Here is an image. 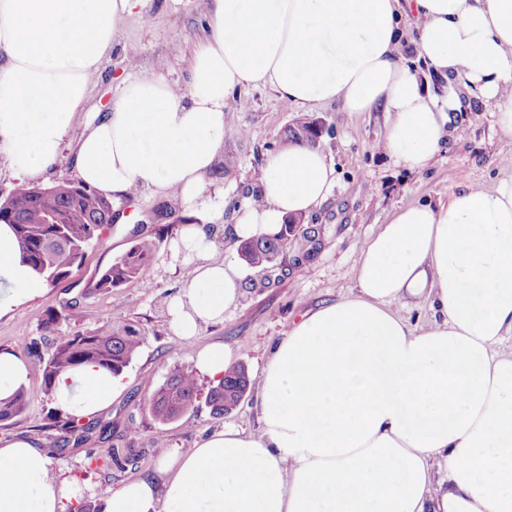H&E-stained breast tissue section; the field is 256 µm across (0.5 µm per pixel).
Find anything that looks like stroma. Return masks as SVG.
Segmentation results:
<instances>
[{"instance_id": "35a3bbf8", "label": "stroma", "mask_w": 512, "mask_h": 512, "mask_svg": "<svg viewBox=\"0 0 512 512\" xmlns=\"http://www.w3.org/2000/svg\"><path fill=\"white\" fill-rule=\"evenodd\" d=\"M205 2L142 0L122 22L111 52L90 85L89 106L106 108L130 75L184 84L192 56L205 36ZM469 103L470 111L455 114V132L443 136L429 165L410 170L395 164L378 147L392 122L391 113L346 112L337 102L300 111L285 107L270 86L242 89L227 117L224 144L207 178L208 186H223L226 196L223 212L212 219L214 257L236 254L231 228L237 208L254 173L282 148L285 132L297 117L324 123L316 148L336 170L330 196L304 215L299 231L273 264L248 268L242 293L223 322L202 326L190 340L171 329L164 304L182 292L191 271L170 250L181 229L179 200L167 201L175 221L160 239L155 236L154 218L158 198L144 191L114 202L115 223L100 242L88 248L82 265L57 286L46 287L34 300L0 318V350L13 351L24 361L28 389L34 395L22 415L0 424V443L25 439L40 448L67 488L62 508L69 512L83 501L101 504L136 480L163 484L159 467L164 457L175 449L194 447L224 425L256 431L258 385L254 382L239 405L221 417L202 404L194 412L161 423L151 415L149 399L174 366L194 368L197 351L211 344L224 345L236 364L255 375L275 344L305 313L355 290L350 269L361 247L396 210L418 202L435 205L447 201L460 187H488L507 176L502 158L512 153V142L493 126L492 108L479 95H470ZM229 158L235 161V171L228 177L224 163ZM141 239L156 240L157 251L140 279L109 291H89L95 273ZM51 311L57 312L63 335L91 330L105 320L128 318L137 320L147 332L141 351L121 373V386L111 404L88 417L89 428L76 441H65L63 432L53 427L55 400L40 393V355L48 350L43 322ZM31 341L37 342L38 352L26 350ZM104 425L112 430L107 441L100 431ZM108 445L121 449L118 463L95 466L94 458Z\"/></svg>"}]
</instances>
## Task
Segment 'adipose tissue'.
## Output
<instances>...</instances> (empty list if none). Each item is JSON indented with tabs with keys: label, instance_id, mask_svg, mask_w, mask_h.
<instances>
[{
	"label": "adipose tissue",
	"instance_id": "obj_1",
	"mask_svg": "<svg viewBox=\"0 0 512 512\" xmlns=\"http://www.w3.org/2000/svg\"><path fill=\"white\" fill-rule=\"evenodd\" d=\"M139 0H0V152L20 183L45 177L69 137L78 180L115 199L146 191L207 214L206 177L238 91L270 84L287 106L340 102L392 113L383 150L428 165L461 91H478L512 141V0H208V34L185 87L131 77L105 111L87 92ZM417 20V72L398 58ZM449 84L446 97L432 77ZM334 169L316 149L272 154L234 225L279 231L324 202ZM190 265L168 304L178 335L219 322L242 290L205 225L173 245ZM356 293L308 312L260 369L258 428L227 426L176 451L163 490L132 482L103 512H512V174L447 204L399 208L360 250ZM0 223V318L43 290ZM426 297L412 329L396 309ZM118 382L93 364L61 374L60 411L92 414ZM446 471V486L433 485ZM65 487L26 440L0 446V512H61Z\"/></svg>",
	"mask_w": 512,
	"mask_h": 512
}]
</instances>
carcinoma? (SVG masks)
<instances>
[{
    "instance_id": "obj_1",
    "label": "carcinoma",
    "mask_w": 512,
    "mask_h": 512,
    "mask_svg": "<svg viewBox=\"0 0 512 512\" xmlns=\"http://www.w3.org/2000/svg\"><path fill=\"white\" fill-rule=\"evenodd\" d=\"M301 143L312 147L309 119H300L286 131L285 144ZM0 220L12 225L22 258L50 286L56 285L70 271L81 265L85 250L99 241L108 226L112 201L103 192L80 183L62 181L51 187L15 186L0 202ZM60 215L62 223L50 224L48 217ZM297 225L284 224L273 236H261L242 242L238 251L251 266L274 263L288 236ZM156 257L151 240L134 244L91 282L92 291H109L139 278L142 269ZM58 316L45 319L44 331L54 335L51 352L43 365L42 391L54 395L57 378L64 372L85 364H95L114 375L121 374L139 354L146 330L132 319L105 321L86 332L62 336L56 328ZM249 377L244 366L233 367L211 386L206 403L216 416L235 409L244 398ZM200 386L192 371L176 366L153 393L149 409L159 422L177 419L197 407ZM30 394L19 388L0 399V423L21 415L30 403Z\"/></svg>"
}]
</instances>
